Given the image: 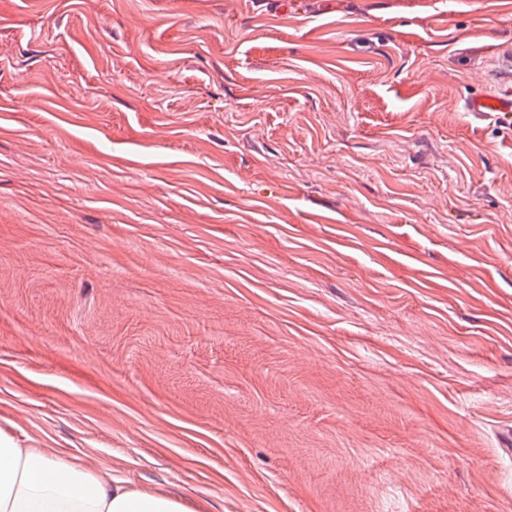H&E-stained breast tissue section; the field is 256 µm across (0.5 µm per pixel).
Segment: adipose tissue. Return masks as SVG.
<instances>
[{
  "instance_id": "1",
  "label": "adipose tissue",
  "mask_w": 512,
  "mask_h": 512,
  "mask_svg": "<svg viewBox=\"0 0 512 512\" xmlns=\"http://www.w3.org/2000/svg\"><path fill=\"white\" fill-rule=\"evenodd\" d=\"M0 512H206V503L135 487L56 452L16 447L0 435Z\"/></svg>"
}]
</instances>
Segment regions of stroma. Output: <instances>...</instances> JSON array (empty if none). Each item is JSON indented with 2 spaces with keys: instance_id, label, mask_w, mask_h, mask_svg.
Wrapping results in <instances>:
<instances>
[{
  "instance_id": "1",
  "label": "stroma",
  "mask_w": 512,
  "mask_h": 512,
  "mask_svg": "<svg viewBox=\"0 0 512 512\" xmlns=\"http://www.w3.org/2000/svg\"><path fill=\"white\" fill-rule=\"evenodd\" d=\"M512 0H0V434L209 512H512ZM498 70L493 79L494 88L474 94L465 100L467 112H475L479 115L493 114L498 119L512 122V50L506 55L505 67L500 66L505 54L498 56ZM503 63V61H502Z\"/></svg>"
}]
</instances>
